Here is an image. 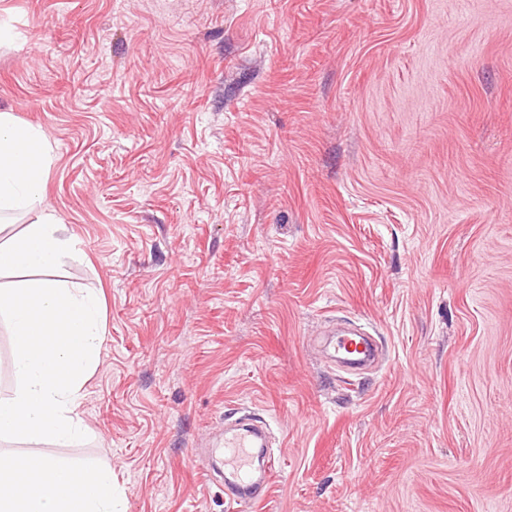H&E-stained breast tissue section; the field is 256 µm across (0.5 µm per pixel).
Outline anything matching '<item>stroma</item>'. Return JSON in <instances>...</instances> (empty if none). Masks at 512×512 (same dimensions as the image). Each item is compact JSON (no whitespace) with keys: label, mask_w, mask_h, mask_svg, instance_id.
<instances>
[{"label":"stroma","mask_w":512,"mask_h":512,"mask_svg":"<svg viewBox=\"0 0 512 512\" xmlns=\"http://www.w3.org/2000/svg\"><path fill=\"white\" fill-rule=\"evenodd\" d=\"M0 111L101 293L77 441L125 512H512V0H0ZM382 344L352 374L333 325ZM260 429L252 425L238 423L224 428V479L225 487L233 490L225 493V503L229 511L242 501L261 503L277 473L275 459L271 456L265 463L258 480L259 493L253 492L255 485L253 464L255 448L260 437Z\"/></svg>","instance_id":"obj_1"}]
</instances>
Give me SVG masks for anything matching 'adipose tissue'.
<instances>
[{
  "mask_svg": "<svg viewBox=\"0 0 512 512\" xmlns=\"http://www.w3.org/2000/svg\"><path fill=\"white\" fill-rule=\"evenodd\" d=\"M52 162L41 128L0 111V218L29 219L0 243V318L13 338L17 381L12 393L0 394V439L33 444L85 434L76 409L105 333L100 296L56 275L76 249L44 202ZM0 512H118L112 469L0 454Z\"/></svg>",
  "mask_w": 512,
  "mask_h": 512,
  "instance_id": "adipose-tissue-1",
  "label": "adipose tissue"
}]
</instances>
